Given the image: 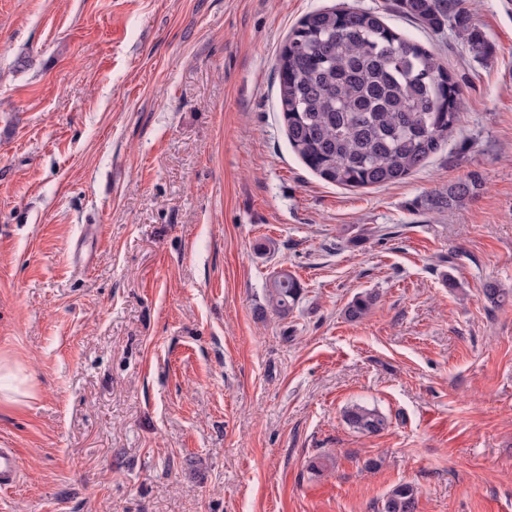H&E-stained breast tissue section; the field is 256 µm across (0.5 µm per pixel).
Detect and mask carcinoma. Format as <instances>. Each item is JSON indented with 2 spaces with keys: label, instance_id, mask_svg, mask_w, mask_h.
<instances>
[{
  "label": "carcinoma",
  "instance_id": "carcinoma-1",
  "mask_svg": "<svg viewBox=\"0 0 512 512\" xmlns=\"http://www.w3.org/2000/svg\"><path fill=\"white\" fill-rule=\"evenodd\" d=\"M399 8L438 29L449 23L467 34L476 56L488 43L460 7L461 0H398ZM278 104L293 151L325 181L366 187L398 183L448 144L460 120L458 89L431 52L389 28L377 15L355 8L307 14L295 27L277 62ZM475 183L458 182L427 200L430 210L459 206ZM267 302L280 317L301 295L286 271L271 276ZM360 293L344 314L363 319L376 303ZM360 432L388 426L377 408L354 404L344 413ZM416 489L399 484L383 512H415Z\"/></svg>",
  "mask_w": 512,
  "mask_h": 512
}]
</instances>
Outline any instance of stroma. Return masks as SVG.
Masks as SVG:
<instances>
[{"mask_svg": "<svg viewBox=\"0 0 512 512\" xmlns=\"http://www.w3.org/2000/svg\"><path fill=\"white\" fill-rule=\"evenodd\" d=\"M341 3L459 89L398 183H328L288 143L277 56ZM462 3L484 57L397 0H0V353L35 384L0 406V512H382L402 483L416 512H512V299L484 293L512 289V0ZM475 182H458L448 186L446 192H439L427 199L425 205L429 210L442 211L459 206L473 194ZM266 288L268 305L279 317L288 316L300 299V283L287 271H279L272 275ZM378 295L374 292L360 293L347 305L344 314L350 321L363 319L376 303ZM344 418L351 427L368 434H379L388 426V419L382 412L363 404L347 408ZM20 471L19 457L12 448H0V491L13 487Z\"/></svg>", "mask_w": 512, "mask_h": 512, "instance_id": "35a3bbf8", "label": "stroma"}]
</instances>
